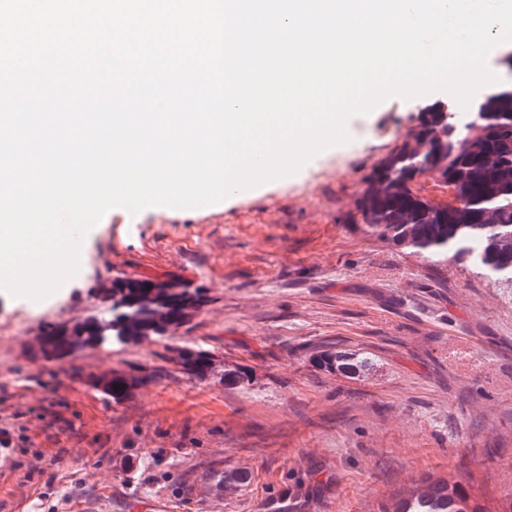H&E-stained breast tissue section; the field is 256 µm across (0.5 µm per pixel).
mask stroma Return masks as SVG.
Masks as SVG:
<instances>
[{
  "mask_svg": "<svg viewBox=\"0 0 512 512\" xmlns=\"http://www.w3.org/2000/svg\"><path fill=\"white\" fill-rule=\"evenodd\" d=\"M444 92L391 97L347 123L349 142L228 205L116 207L86 235L77 274L35 301L0 291V512H380L426 477H472L486 512L512 497V288L453 258L429 262L346 223L373 166ZM116 277L172 280L203 303L169 337L62 362L35 355L46 323L106 304ZM185 346L253 375L231 387L171 359ZM362 350L349 379L314 348ZM165 376L105 401L98 373ZM248 470L244 486L216 474Z\"/></svg>",
  "mask_w": 512,
  "mask_h": 512,
  "instance_id": "stroma-1",
  "label": "stroma"
}]
</instances>
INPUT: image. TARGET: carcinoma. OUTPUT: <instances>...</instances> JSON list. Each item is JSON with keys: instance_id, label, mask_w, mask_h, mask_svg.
Here are the masks:
<instances>
[{"instance_id": "cac0c4a2", "label": "carcinoma", "mask_w": 512, "mask_h": 512, "mask_svg": "<svg viewBox=\"0 0 512 512\" xmlns=\"http://www.w3.org/2000/svg\"><path fill=\"white\" fill-rule=\"evenodd\" d=\"M448 112L449 106L434 103L418 113L402 142L374 165L356 212L346 220L425 259L451 256L469 262L479 274L512 288V91L482 96L467 129L454 128ZM100 294L109 302L105 314L72 326L47 324L37 352L62 360L84 348L162 338L190 321L202 302L198 288L127 277L112 280ZM174 351L189 376L203 379L211 372L210 352ZM311 360L350 379L373 366L370 357L342 350H323ZM162 373L161 367L133 365L97 376L94 387L106 400L121 403ZM251 381L242 368L224 370L226 386ZM421 483L423 490L382 512H484L470 505L461 480Z\"/></svg>"}]
</instances>
